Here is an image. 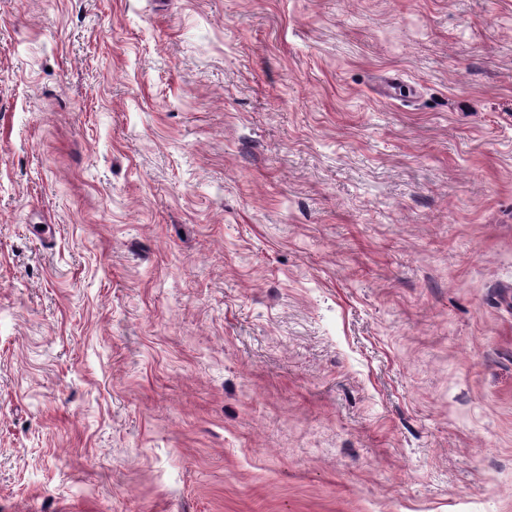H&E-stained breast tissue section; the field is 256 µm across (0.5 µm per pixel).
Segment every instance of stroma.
<instances>
[{
  "mask_svg": "<svg viewBox=\"0 0 512 512\" xmlns=\"http://www.w3.org/2000/svg\"><path fill=\"white\" fill-rule=\"evenodd\" d=\"M0 512H512V0H0Z\"/></svg>",
  "mask_w": 512,
  "mask_h": 512,
  "instance_id": "1",
  "label": "stroma"
}]
</instances>
